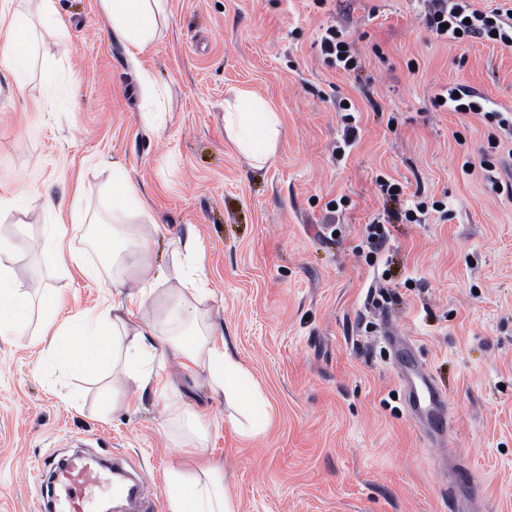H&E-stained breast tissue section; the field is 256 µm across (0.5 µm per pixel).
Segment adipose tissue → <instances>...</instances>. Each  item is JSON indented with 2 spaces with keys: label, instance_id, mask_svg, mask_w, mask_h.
<instances>
[{
  "label": "adipose tissue",
  "instance_id": "adipose-tissue-1",
  "mask_svg": "<svg viewBox=\"0 0 512 512\" xmlns=\"http://www.w3.org/2000/svg\"><path fill=\"white\" fill-rule=\"evenodd\" d=\"M101 10L110 17L113 32L129 45L131 58H138L160 35L167 24L166 0H99ZM281 118L263 98L236 91L224 105V130L236 150L255 168L270 162L277 151ZM150 215L140 205L128 172L112 168L113 228L102 229L96 247L110 256L112 264L132 272L139 286V301L147 303L158 286L174 289L175 303L161 320L132 322L123 303H106L94 312H83L72 319L57 320L56 302L42 305L39 340L64 368L82 373L88 364H109L113 379L135 384L139 389L164 392L154 361L159 351L169 350L184 369L201 370L209 387L223 395L225 402L241 416L237 430L253 438L262 434L268 423L269 400L254 387L248 370L227 344L216 343L217 328L209 323L207 302L211 290L202 279L204 250L195 233L178 241L182 261L173 269L155 268L146 257L152 239L145 226ZM45 243L56 266L77 267L86 277L100 276L97 266L86 263L65 242L69 230L63 224L44 227ZM30 295L16 280L12 269L0 263V336L17 331L29 318ZM167 495L171 512H234L224 482L223 467L210 463L189 470L173 467L169 473Z\"/></svg>",
  "mask_w": 512,
  "mask_h": 512
}]
</instances>
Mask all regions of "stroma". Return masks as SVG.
Segmentation results:
<instances>
[{
    "label": "stroma",
    "instance_id": "obj_1",
    "mask_svg": "<svg viewBox=\"0 0 512 512\" xmlns=\"http://www.w3.org/2000/svg\"><path fill=\"white\" fill-rule=\"evenodd\" d=\"M169 20L133 67L98 0H55L71 52L0 67V236L23 288H50L60 318L111 296L112 263L94 240L112 218L121 162L155 221L153 260L202 238L208 305L272 409L265 433L239 435L203 374L167 360L166 394L113 386L93 366L55 363L32 318L0 336V512H46L48 463L113 459L170 512L172 467L224 468L237 512H443L462 460L481 512H512V137L497 121L437 106L443 86L512 110V42L457 41L425 24L424 0H167ZM343 29L362 66L324 60ZM156 91L144 120L137 75ZM249 90L279 112L274 161L251 168L224 132V101ZM358 136L343 141L336 107ZM399 184L383 194L379 181ZM38 196L46 211L22 212ZM429 208L403 220L415 200ZM82 222L74 250L100 283L56 268L42 228ZM384 224L370 251L365 226ZM397 329L442 388L452 416L431 447L411 415L386 340ZM198 417L202 448L188 443Z\"/></svg>",
    "mask_w": 512,
    "mask_h": 512
}]
</instances>
